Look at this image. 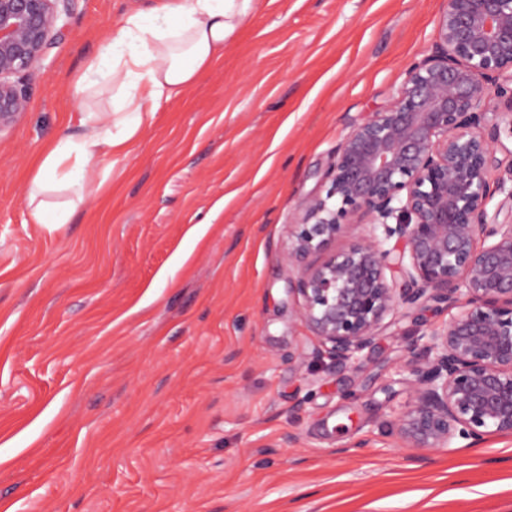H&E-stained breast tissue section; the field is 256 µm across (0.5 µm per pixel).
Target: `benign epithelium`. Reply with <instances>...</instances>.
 Wrapping results in <instances>:
<instances>
[{
    "label": "benign epithelium",
    "instance_id": "1",
    "mask_svg": "<svg viewBox=\"0 0 512 512\" xmlns=\"http://www.w3.org/2000/svg\"><path fill=\"white\" fill-rule=\"evenodd\" d=\"M77 0H0V131L27 111L29 81L65 38ZM512 0H447L429 56L406 72L385 112L353 125L336 147L326 195L287 225L285 258L305 267L292 291L335 368L361 366L384 319L423 326L432 301L456 310L420 330L403 366L411 397L396 416L412 448H469L512 434V165L489 180L512 139ZM504 199L496 208L495 195ZM354 218L366 230L336 249ZM403 279L398 290L387 273Z\"/></svg>",
    "mask_w": 512,
    "mask_h": 512
}]
</instances>
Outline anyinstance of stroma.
Segmentation results:
<instances>
[{"mask_svg":"<svg viewBox=\"0 0 512 512\" xmlns=\"http://www.w3.org/2000/svg\"><path fill=\"white\" fill-rule=\"evenodd\" d=\"M154 4L79 0L0 133V512H512V435L401 445L410 319L387 316L360 368L299 361L315 338L283 256L446 0H254L69 223H27L36 153L112 109L74 81Z\"/></svg>","mask_w":512,"mask_h":512,"instance_id":"1","label":"stroma"}]
</instances>
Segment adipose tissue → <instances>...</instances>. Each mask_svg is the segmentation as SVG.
<instances>
[{
  "mask_svg": "<svg viewBox=\"0 0 512 512\" xmlns=\"http://www.w3.org/2000/svg\"><path fill=\"white\" fill-rule=\"evenodd\" d=\"M252 2L163 0L151 11L124 15L75 82L84 94L98 83L110 84L112 109L80 113L78 136H62L42 148L27 186L28 223H67L75 201L94 192L93 166L128 155L163 105L223 57ZM53 190L68 192L69 202H47L45 195Z\"/></svg>",
  "mask_w": 512,
  "mask_h": 512,
  "instance_id": "ef3b65f1",
  "label": "adipose tissue"
}]
</instances>
